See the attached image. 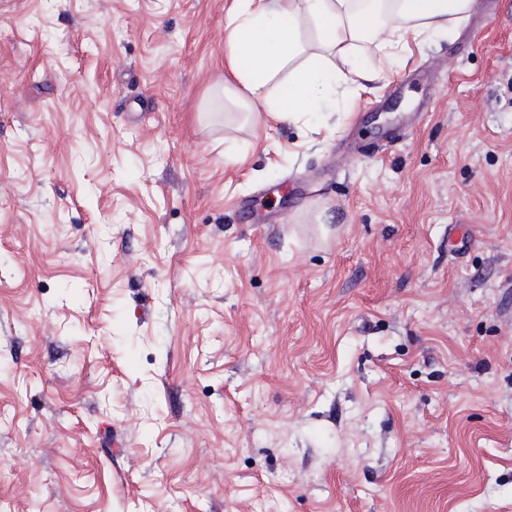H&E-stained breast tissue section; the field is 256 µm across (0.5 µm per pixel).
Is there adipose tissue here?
I'll return each instance as SVG.
<instances>
[{
  "label": "adipose tissue",
  "mask_w": 512,
  "mask_h": 512,
  "mask_svg": "<svg viewBox=\"0 0 512 512\" xmlns=\"http://www.w3.org/2000/svg\"><path fill=\"white\" fill-rule=\"evenodd\" d=\"M473 0H233L224 17L225 86L248 114L282 123L329 108L369 79L364 47L400 60L410 43L452 31Z\"/></svg>",
  "instance_id": "ef3b65f1"
}]
</instances>
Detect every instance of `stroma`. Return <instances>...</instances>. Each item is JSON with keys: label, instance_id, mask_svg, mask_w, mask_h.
Listing matches in <instances>:
<instances>
[{"label": "stroma", "instance_id": "35a3bbf8", "mask_svg": "<svg viewBox=\"0 0 512 512\" xmlns=\"http://www.w3.org/2000/svg\"><path fill=\"white\" fill-rule=\"evenodd\" d=\"M231 3L0 0V512H512V0L296 125Z\"/></svg>", "mask_w": 512, "mask_h": 512}]
</instances>
